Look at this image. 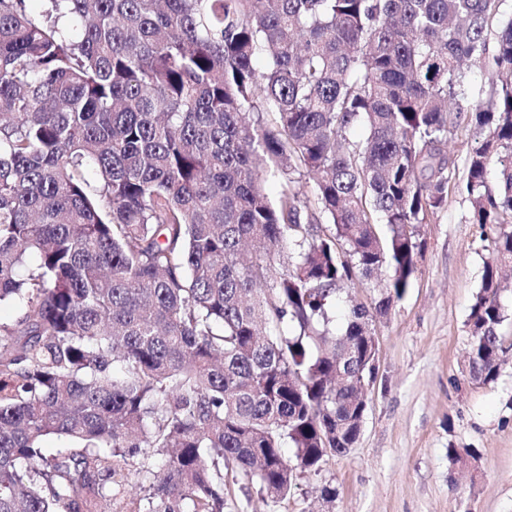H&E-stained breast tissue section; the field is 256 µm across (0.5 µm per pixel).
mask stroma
<instances>
[{
  "label": "stroma",
  "instance_id": "obj_1",
  "mask_svg": "<svg viewBox=\"0 0 512 512\" xmlns=\"http://www.w3.org/2000/svg\"><path fill=\"white\" fill-rule=\"evenodd\" d=\"M468 213L452 191L419 227L411 286L374 325L379 369L355 446L298 473L287 498L253 487L225 512H512V351L496 382L468 375L466 322L490 250ZM452 448L475 449V466L449 469Z\"/></svg>",
  "mask_w": 512,
  "mask_h": 512
}]
</instances>
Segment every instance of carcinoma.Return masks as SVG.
Listing matches in <instances>:
<instances>
[{"label": "carcinoma", "instance_id": "1", "mask_svg": "<svg viewBox=\"0 0 512 512\" xmlns=\"http://www.w3.org/2000/svg\"><path fill=\"white\" fill-rule=\"evenodd\" d=\"M505 2L0 0V512H115L140 475L128 512L287 497L356 437L372 323L450 187L493 231L467 326L470 378L497 380ZM463 123L486 136L459 176ZM49 435L81 447L47 459Z\"/></svg>", "mask_w": 512, "mask_h": 512}]
</instances>
